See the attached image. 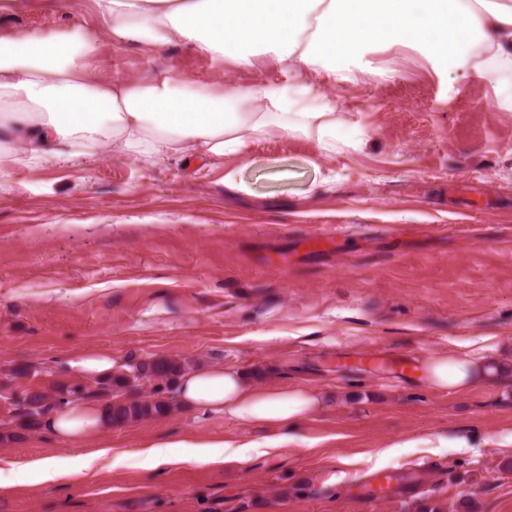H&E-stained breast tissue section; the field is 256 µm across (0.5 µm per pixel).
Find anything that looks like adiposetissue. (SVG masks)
<instances>
[{
  "label": "adipose tissue",
  "mask_w": 512,
  "mask_h": 512,
  "mask_svg": "<svg viewBox=\"0 0 512 512\" xmlns=\"http://www.w3.org/2000/svg\"><path fill=\"white\" fill-rule=\"evenodd\" d=\"M98 23L74 22L57 30L27 28L0 37V176L31 161L94 156L102 147L146 161L167 157L207 164L244 158L253 137L304 133L325 143L336 136V103L316 92L313 79L334 84L353 78L368 49L422 52L437 68L465 67L492 84L512 109V0H94ZM119 47L158 50L180 41L216 66L274 62L281 77L256 88L220 80H190L166 69L135 77L105 76L98 67L102 36ZM67 366L79 378H108L122 364L89 350ZM512 373V351L488 346L470 354L451 349L426 360L425 377L439 389H465ZM179 401L203 414L241 425L289 430L321 401L301 386L260 385L247 372L200 365L184 371ZM110 405L72 400L45 416L55 437L82 440L110 427ZM108 449L76 460L49 456L27 469L45 483L92 465ZM151 468L176 461L219 464L224 447L189 441L180 456L153 446Z\"/></svg>",
  "instance_id": "obj_1"
}]
</instances>
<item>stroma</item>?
Listing matches in <instances>:
<instances>
[{
	"label": "stroma",
	"mask_w": 512,
	"mask_h": 512,
	"mask_svg": "<svg viewBox=\"0 0 512 512\" xmlns=\"http://www.w3.org/2000/svg\"><path fill=\"white\" fill-rule=\"evenodd\" d=\"M93 0H28L0 12V35L91 19ZM392 71L339 86L336 138H256L225 166L93 157L0 177V390L75 383L68 357H173L267 369L271 382L318 392L322 405L273 454L212 466L143 465L140 450L185 438L261 445L269 431L178 409L77 442L16 428L0 512H512V377L433 388L430 354L491 339L512 349V110L465 69L436 71L418 51L369 56ZM255 87L267 59L216 72L180 42L117 51L101 73L147 66ZM320 244H313V237ZM411 360V370L389 363ZM467 439L433 448L424 438ZM108 448L100 464L44 485L32 458ZM381 472L405 487L380 499Z\"/></svg>",
	"instance_id": "1"
}]
</instances>
